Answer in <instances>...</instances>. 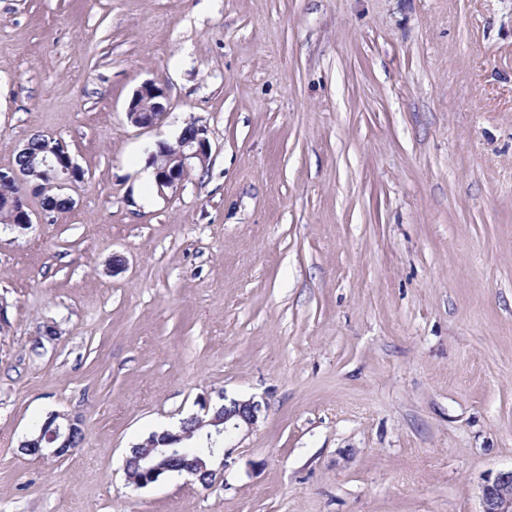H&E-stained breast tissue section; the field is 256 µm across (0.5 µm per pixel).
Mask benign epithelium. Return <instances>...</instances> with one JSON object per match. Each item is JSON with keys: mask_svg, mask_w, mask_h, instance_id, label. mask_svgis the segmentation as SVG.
<instances>
[{"mask_svg": "<svg viewBox=\"0 0 512 512\" xmlns=\"http://www.w3.org/2000/svg\"><path fill=\"white\" fill-rule=\"evenodd\" d=\"M168 115L166 96L162 88L146 81L135 90L128 105L127 116L140 128L160 124ZM47 146L39 156L30 154L29 144L18 151L21 164L0 172V180L16 183L44 197L42 210H49L48 192L62 193L75 188L83 179L84 170L74 161L60 143L47 139ZM210 159L207 130L194 126L190 136H180L177 147L166 153V145L158 143V152L150 153L156 183L161 187H174L182 182L193 165L206 166ZM8 219L13 226L26 229L33 224L32 211L25 199L11 205ZM203 414H193L181 421L175 432L153 434L131 448L136 456V471L127 474L129 483L136 488L146 487L171 475L170 462L184 460L181 474L191 482L210 487L224 476L226 441L234 436L251 432L259 419L261 404L252 398L231 399L215 410L202 406ZM81 430L80 420L68 414L50 415L38 432L22 441L24 452L42 459H61L72 451L74 434ZM481 512H512V470L487 480L482 488Z\"/></svg>", "mask_w": 512, "mask_h": 512, "instance_id": "7a95c632", "label": "benign epithelium"}]
</instances>
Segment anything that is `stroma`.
Instances as JSON below:
<instances>
[{
    "instance_id": "stroma-1",
    "label": "stroma",
    "mask_w": 512,
    "mask_h": 512,
    "mask_svg": "<svg viewBox=\"0 0 512 512\" xmlns=\"http://www.w3.org/2000/svg\"><path fill=\"white\" fill-rule=\"evenodd\" d=\"M190 123L206 168L145 180ZM36 134L85 180L0 227V512H481L512 468V0H0V170ZM250 397L223 480L128 485L130 448ZM54 413L83 442L25 454ZM167 115L163 89L150 81L142 83L128 105L127 116L130 122L140 128H151L160 124Z\"/></svg>"
}]
</instances>
